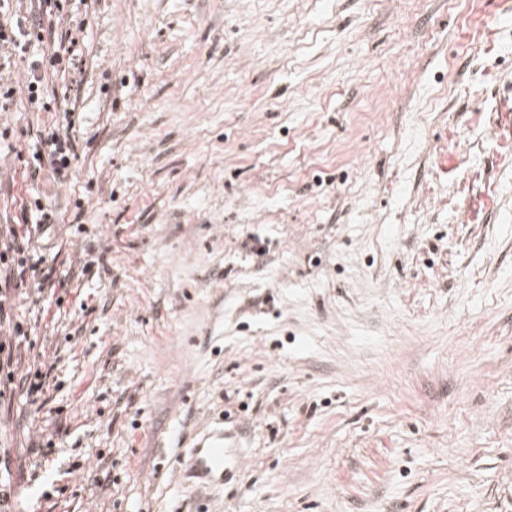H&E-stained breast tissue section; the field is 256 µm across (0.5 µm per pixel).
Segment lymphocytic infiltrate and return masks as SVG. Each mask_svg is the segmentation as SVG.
Returning a JSON list of instances; mask_svg holds the SVG:
<instances>
[{
    "label": "lymphocytic infiltrate",
    "mask_w": 512,
    "mask_h": 512,
    "mask_svg": "<svg viewBox=\"0 0 512 512\" xmlns=\"http://www.w3.org/2000/svg\"><path fill=\"white\" fill-rule=\"evenodd\" d=\"M31 17L0 22V62L27 52L32 44L45 45V55L31 57L26 77V103L31 111L48 112L51 123L42 126L28 140L26 148L15 151L25 177L39 181L50 176L66 183L78 158V142L71 135L72 113L67 94L51 93L45 87L48 73L66 74L76 67L78 40L70 0H37ZM21 219L0 225V400L21 395L30 404H44L49 374L41 367H22L21 344L29 332L15 313L17 299L46 296L54 299L66 289L54 266L38 255L34 237L44 226L57 223L54 210L40 198L21 201Z\"/></svg>",
    "instance_id": "lymphocytic-infiltrate-1"
}]
</instances>
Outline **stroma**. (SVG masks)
I'll use <instances>...</instances> for the list:
<instances>
[{
    "label": "stroma",
    "mask_w": 512,
    "mask_h": 512,
    "mask_svg": "<svg viewBox=\"0 0 512 512\" xmlns=\"http://www.w3.org/2000/svg\"><path fill=\"white\" fill-rule=\"evenodd\" d=\"M86 2L70 183L0 156L71 277L16 302L60 360L0 404L15 512H512V0ZM227 457L224 432H215L206 438L202 447H194L180 470L202 486L216 480L224 481L230 474Z\"/></svg>",
    "instance_id": "35a3bbf8"
}]
</instances>
